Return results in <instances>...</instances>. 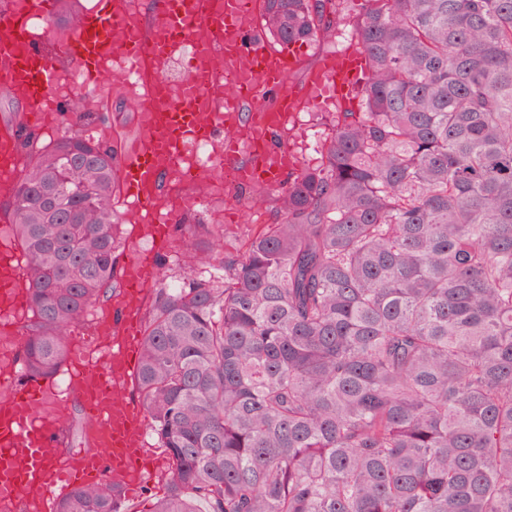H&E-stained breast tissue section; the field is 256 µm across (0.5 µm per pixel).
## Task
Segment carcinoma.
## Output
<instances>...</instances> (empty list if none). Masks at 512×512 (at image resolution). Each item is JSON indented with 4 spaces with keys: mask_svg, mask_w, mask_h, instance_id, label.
I'll return each instance as SVG.
<instances>
[{
    "mask_svg": "<svg viewBox=\"0 0 512 512\" xmlns=\"http://www.w3.org/2000/svg\"><path fill=\"white\" fill-rule=\"evenodd\" d=\"M335 0H265L284 44ZM365 112L224 274L154 290L149 512H512V0H366ZM80 112L16 182L24 375L112 288L115 151ZM52 512H129L112 482Z\"/></svg>",
    "mask_w": 512,
    "mask_h": 512,
    "instance_id": "cac0c4a2",
    "label": "carcinoma"
}]
</instances>
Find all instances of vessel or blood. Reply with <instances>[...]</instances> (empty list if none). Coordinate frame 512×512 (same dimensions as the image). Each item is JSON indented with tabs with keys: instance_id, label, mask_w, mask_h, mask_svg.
<instances>
[{
	"instance_id": "vessel-or-blood-1",
	"label": "vessel or blood",
	"mask_w": 512,
	"mask_h": 512,
	"mask_svg": "<svg viewBox=\"0 0 512 512\" xmlns=\"http://www.w3.org/2000/svg\"><path fill=\"white\" fill-rule=\"evenodd\" d=\"M139 0H97L78 31L54 34L51 51L35 47L18 53L30 42L31 15L52 20L53 0H26L16 8L0 0V86L8 88L24 105L29 126L39 127L55 117V95L61 74L54 66L61 54L86 81L97 83L107 74H117L113 91L133 90L138 102V124L133 129L119 163L132 200V213L139 223L153 230L158 239L171 234L177 213L156 207L158 180L167 171L181 169L185 179L198 177L187 145L192 141L221 138L222 159L234 179L247 187L278 190L283 177L295 171L294 153L275 145L279 126L301 101L318 92L328 94L338 107H351L361 96L369 74L364 55L343 51L331 56L319 70L309 72L297 89L286 80L301 63L296 46L274 49L260 34V0H223L213 10L210 0H153L152 22L169 29V37L145 48L138 35ZM130 32L123 44L115 34ZM151 50L160 74L173 63L183 71L176 76L177 90L160 99L153 84L129 86L122 75L139 65L143 50ZM213 84L224 87V99L210 111L197 109L198 97ZM270 99L274 121L258 118L251 105ZM256 129L255 140L241 142L236 126ZM16 121L0 122V191L9 192L14 174L24 157L18 147ZM29 306V296L14 264L11 243L0 244V330L16 325ZM120 357L115 342L102 347L99 361L79 352L77 363L84 374L70 394L79 399L94 424L95 444L89 451L59 465L58 455L66 424L59 416L60 399L52 381L23 382L13 373L0 375V395L7 406L0 410V496L43 500L68 490L101 482L110 477L126 489L139 483L134 476L137 454L135 433L138 408L126 409L123 419L112 415V403L128 378L117 368Z\"/></svg>"
}]
</instances>
